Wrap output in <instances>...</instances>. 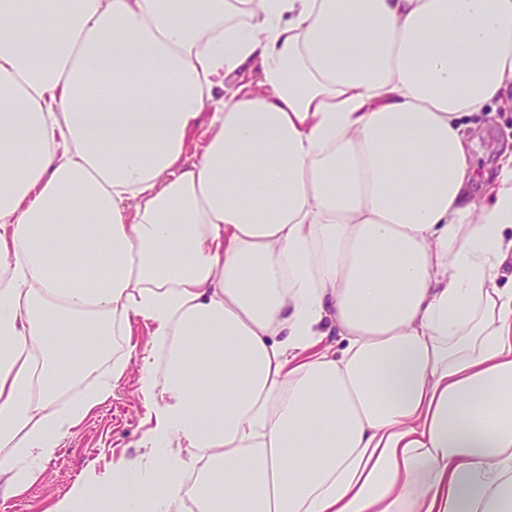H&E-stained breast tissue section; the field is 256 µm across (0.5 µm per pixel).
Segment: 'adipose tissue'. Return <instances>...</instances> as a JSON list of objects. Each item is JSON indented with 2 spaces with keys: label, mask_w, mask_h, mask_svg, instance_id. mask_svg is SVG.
Wrapping results in <instances>:
<instances>
[{
  "label": "adipose tissue",
  "mask_w": 512,
  "mask_h": 512,
  "mask_svg": "<svg viewBox=\"0 0 512 512\" xmlns=\"http://www.w3.org/2000/svg\"><path fill=\"white\" fill-rule=\"evenodd\" d=\"M196 2L0 0V499L143 322V453L50 512H505L512 151L475 192L462 119L512 0Z\"/></svg>",
  "instance_id": "obj_1"
}]
</instances>
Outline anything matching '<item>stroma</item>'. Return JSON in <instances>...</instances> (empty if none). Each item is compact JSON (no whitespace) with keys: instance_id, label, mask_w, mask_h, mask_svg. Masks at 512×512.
I'll list each match as a JSON object with an SVG mask.
<instances>
[{"instance_id":"35a3bbf8","label":"stroma","mask_w":512,"mask_h":512,"mask_svg":"<svg viewBox=\"0 0 512 512\" xmlns=\"http://www.w3.org/2000/svg\"><path fill=\"white\" fill-rule=\"evenodd\" d=\"M465 133L472 142L473 183L482 186L505 146H512V110L472 117ZM139 372L130 368L98 407L67 439L61 455L46 463L43 476L23 495L0 504V512H46L77 480L113 460L134 458L146 408L138 393Z\"/></svg>"}]
</instances>
